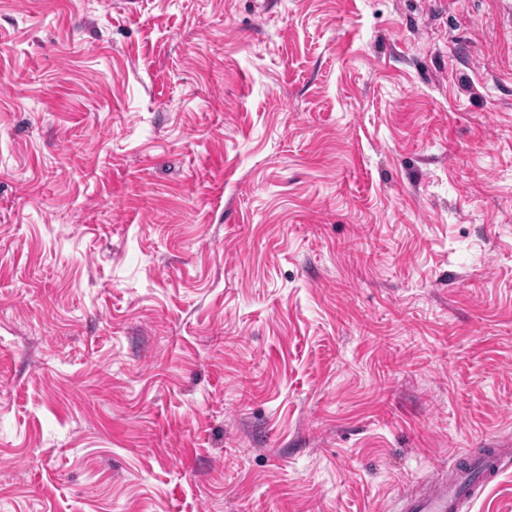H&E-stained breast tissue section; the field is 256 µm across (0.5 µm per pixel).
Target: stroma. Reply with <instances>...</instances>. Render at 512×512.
Here are the masks:
<instances>
[{"label": "stroma", "instance_id": "obj_1", "mask_svg": "<svg viewBox=\"0 0 512 512\" xmlns=\"http://www.w3.org/2000/svg\"><path fill=\"white\" fill-rule=\"evenodd\" d=\"M511 1L0 0V512L512 446Z\"/></svg>", "mask_w": 512, "mask_h": 512}]
</instances>
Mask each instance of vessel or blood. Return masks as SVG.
<instances>
[{
	"instance_id": "obj_1",
	"label": "vessel or blood",
	"mask_w": 512,
	"mask_h": 512,
	"mask_svg": "<svg viewBox=\"0 0 512 512\" xmlns=\"http://www.w3.org/2000/svg\"><path fill=\"white\" fill-rule=\"evenodd\" d=\"M505 451L491 449L482 456H458L451 475L432 481L418 494H406L401 512H457L464 500L479 498L504 471Z\"/></svg>"
}]
</instances>
